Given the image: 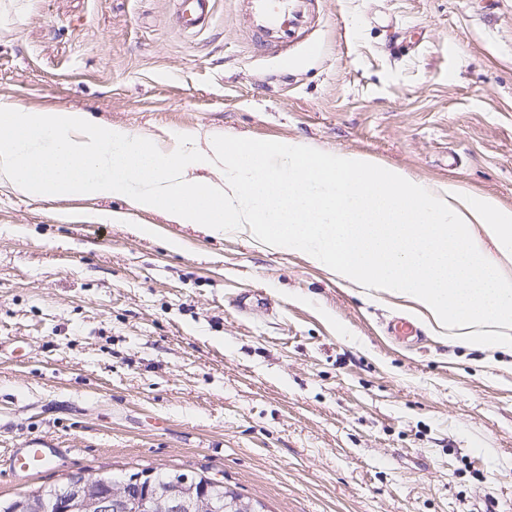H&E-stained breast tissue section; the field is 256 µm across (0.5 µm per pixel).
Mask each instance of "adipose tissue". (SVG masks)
<instances>
[{
	"instance_id": "1",
	"label": "adipose tissue",
	"mask_w": 512,
	"mask_h": 512,
	"mask_svg": "<svg viewBox=\"0 0 512 512\" xmlns=\"http://www.w3.org/2000/svg\"><path fill=\"white\" fill-rule=\"evenodd\" d=\"M0 184L23 196L121 198L216 237L296 251L412 301L455 344L512 354V209L454 183L299 141L191 129L145 138L83 112L13 106L0 109Z\"/></svg>"
}]
</instances>
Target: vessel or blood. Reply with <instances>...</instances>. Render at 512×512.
Returning <instances> with one entry per match:
<instances>
[{"label":"vessel or blood","mask_w":512,"mask_h":512,"mask_svg":"<svg viewBox=\"0 0 512 512\" xmlns=\"http://www.w3.org/2000/svg\"><path fill=\"white\" fill-rule=\"evenodd\" d=\"M214 4L215 0H173L176 26L188 34L207 29ZM242 9L253 21L257 48L275 55H287L309 23L302 0L292 5L287 0H242ZM52 454V449L44 447L42 442H29L27 447L14 450L13 469L27 475L36 473L50 463Z\"/></svg>","instance_id":"1"}]
</instances>
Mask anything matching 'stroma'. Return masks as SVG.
Wrapping results in <instances>:
<instances>
[{
  "label": "stroma",
  "mask_w": 512,
  "mask_h": 512,
  "mask_svg": "<svg viewBox=\"0 0 512 512\" xmlns=\"http://www.w3.org/2000/svg\"><path fill=\"white\" fill-rule=\"evenodd\" d=\"M370 156L512 208V0H318L257 51L237 0H0V107ZM113 199L0 187V498L78 472H203L266 512H512V356L288 251ZM413 321L418 337L388 326ZM64 449L33 475L32 440ZM215 0H173L175 24L183 33L207 29L214 14ZM44 444L43 441H30L27 448L15 449L11 458L13 470L29 475L46 467L58 448H43Z\"/></svg>",
  "instance_id": "obj_1"
}]
</instances>
